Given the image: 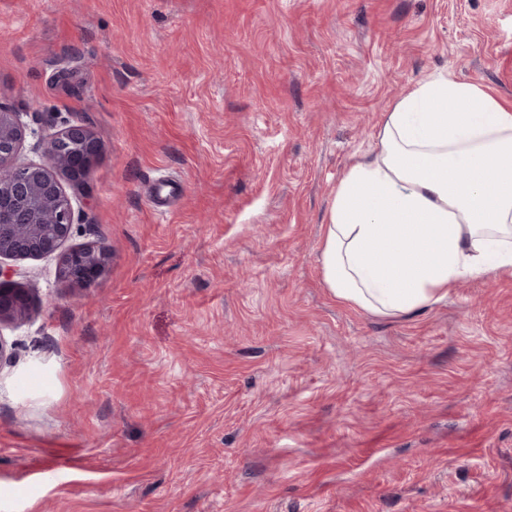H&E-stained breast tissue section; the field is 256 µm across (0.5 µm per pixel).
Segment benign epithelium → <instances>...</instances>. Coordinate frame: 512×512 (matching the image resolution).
<instances>
[{
  "instance_id": "benign-epithelium-1",
  "label": "benign epithelium",
  "mask_w": 512,
  "mask_h": 512,
  "mask_svg": "<svg viewBox=\"0 0 512 512\" xmlns=\"http://www.w3.org/2000/svg\"><path fill=\"white\" fill-rule=\"evenodd\" d=\"M33 133L22 114L0 106V258L57 255L58 277L73 288L91 287L108 269L111 252L87 245L62 250L73 233L75 209L62 180L82 188L102 152L101 138L83 124L69 123L44 138L43 156L22 161ZM18 272L0 265V326L24 320L31 310Z\"/></svg>"
}]
</instances>
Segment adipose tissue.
Returning a JSON list of instances; mask_svg holds the SVG:
<instances>
[{
    "label": "adipose tissue",
    "mask_w": 512,
    "mask_h": 512,
    "mask_svg": "<svg viewBox=\"0 0 512 512\" xmlns=\"http://www.w3.org/2000/svg\"><path fill=\"white\" fill-rule=\"evenodd\" d=\"M319 261L338 301L376 317L512 274V106L447 74L417 82L347 166Z\"/></svg>",
    "instance_id": "adipose-tissue-1"
}]
</instances>
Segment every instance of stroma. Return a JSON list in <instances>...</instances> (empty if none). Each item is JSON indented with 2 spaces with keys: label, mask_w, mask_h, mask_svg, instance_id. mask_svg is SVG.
Here are the masks:
<instances>
[{
  "label": "stroma",
  "mask_w": 512,
  "mask_h": 512,
  "mask_svg": "<svg viewBox=\"0 0 512 512\" xmlns=\"http://www.w3.org/2000/svg\"><path fill=\"white\" fill-rule=\"evenodd\" d=\"M433 72L512 102V0H0V105L104 143L11 259L0 512H512V275L379 318L323 283L351 157ZM179 180L155 213L149 181ZM17 275L16 270L0 264V327L24 320L31 310L28 290L14 280Z\"/></svg>",
  "instance_id": "stroma-1"
}]
</instances>
